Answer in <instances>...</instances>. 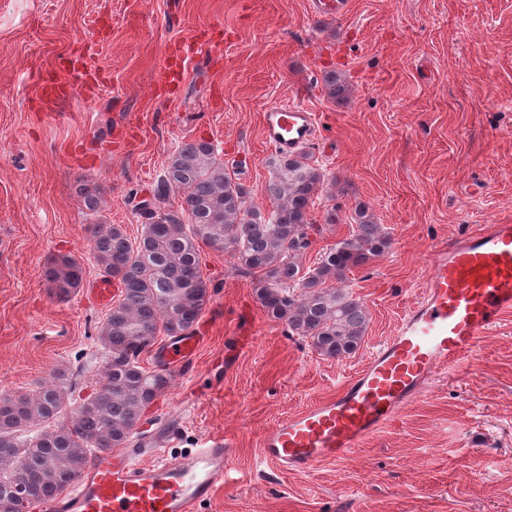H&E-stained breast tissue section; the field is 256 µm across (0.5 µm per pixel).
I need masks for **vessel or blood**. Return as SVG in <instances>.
Masks as SVG:
<instances>
[{"label":"vessel or blood","mask_w":512,"mask_h":512,"mask_svg":"<svg viewBox=\"0 0 512 512\" xmlns=\"http://www.w3.org/2000/svg\"><path fill=\"white\" fill-rule=\"evenodd\" d=\"M318 118L291 103L266 110L264 136L288 156L312 145ZM430 274L394 336L372 353L335 395L289 415L266 431L262 456L280 470L309 473L345 459L375 436L448 365L473 351L512 313V224L438 242ZM197 339L179 336L165 363L194 364ZM229 442L203 439L170 458L135 445L98 451L72 485L38 503L39 512H195L226 481Z\"/></svg>","instance_id":"1"}]
</instances>
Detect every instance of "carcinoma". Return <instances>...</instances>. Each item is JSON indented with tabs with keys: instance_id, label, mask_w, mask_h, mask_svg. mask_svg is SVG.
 I'll list each match as a JSON object with an SVG mask.
<instances>
[{
	"instance_id": "carcinoma-1",
	"label": "carcinoma",
	"mask_w": 512,
	"mask_h": 512,
	"mask_svg": "<svg viewBox=\"0 0 512 512\" xmlns=\"http://www.w3.org/2000/svg\"><path fill=\"white\" fill-rule=\"evenodd\" d=\"M270 165L272 211L265 215L246 205L245 190L226 173L212 142H185L153 190L152 209L141 212L139 238L131 240L120 224L90 227L96 263L120 284L98 337L104 369L76 406L73 384L58 380L31 395H0V512H17L19 486L41 500L58 494L96 451L134 440L145 410L172 378L164 369L142 367L140 356L153 351L162 332L169 338L189 332L208 302L201 242L229 254L253 277L258 303L289 335L330 359L356 352L369 312L349 291V274L384 256L391 237L360 204L350 234L304 270L310 233L322 232L310 217L322 174L302 153L275 155ZM176 191L184 193L178 210L170 204ZM81 197L88 211H98L97 187L83 186ZM83 278V266L70 256L57 257L45 270L48 288L62 300Z\"/></svg>"
}]
</instances>
